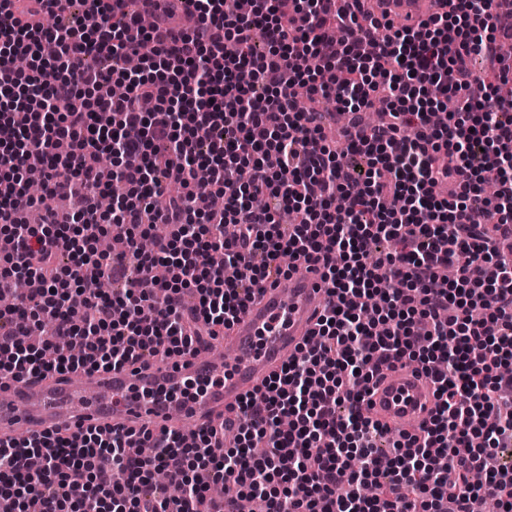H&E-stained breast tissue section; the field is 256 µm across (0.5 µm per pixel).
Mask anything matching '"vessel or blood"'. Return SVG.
Returning a JSON list of instances; mask_svg holds the SVG:
<instances>
[{
	"mask_svg": "<svg viewBox=\"0 0 512 512\" xmlns=\"http://www.w3.org/2000/svg\"><path fill=\"white\" fill-rule=\"evenodd\" d=\"M374 14L409 21L441 10L440 0H365ZM330 297L321 268L299 266L287 286L264 284L226 332L224 354L203 350L165 361L145 358L117 370L63 378H0V437L75 432L106 426L119 432L169 427L185 439L233 420L241 400L261 387L299 344L318 329ZM435 398L429 380L397 362L370 383L365 405L397 434L418 435L429 423Z\"/></svg>",
	"mask_w": 512,
	"mask_h": 512,
	"instance_id": "obj_1",
	"label": "vessel or blood"
}]
</instances>
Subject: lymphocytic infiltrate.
<instances>
[{
  "instance_id": "obj_1",
  "label": "lymphocytic infiltrate",
  "mask_w": 512,
  "mask_h": 512,
  "mask_svg": "<svg viewBox=\"0 0 512 512\" xmlns=\"http://www.w3.org/2000/svg\"><path fill=\"white\" fill-rule=\"evenodd\" d=\"M75 3L79 21L58 24ZM499 22L490 0H455L400 26L337 11L336 0H0V294L20 277L38 284L0 315V370L20 381L184 353L198 331L230 328L255 288L287 276L286 256L323 257L331 297L316 347L300 345L243 400L233 446L214 431L188 443L163 430L145 434L153 452L133 460L130 433L0 440L15 512H200L229 477L253 512H475L488 496L512 512V469L494 463L512 439V378L496 372L512 360V257L495 245L512 232V98L487 94L471 67L497 61L499 84H512ZM87 45L99 64L83 57ZM18 54L28 70L12 68ZM130 56L138 71L125 68ZM116 82L124 95H112ZM325 98L354 124L375 100L386 109L332 142L314 107ZM447 100L454 111L432 125ZM35 156L47 194L73 200L37 225L23 218ZM202 172L223 209L196 192ZM489 179L493 203L472 204ZM116 185L126 249L82 257L51 227L96 243L100 199ZM256 195L303 222L277 223L252 208ZM158 223L169 234L140 253L136 234ZM380 240L393 247L383 257L367 247ZM111 279L123 293L101 292ZM33 334L83 353L46 361L19 341ZM406 356L432 378L437 403L383 469L385 429L365 417L363 394L381 365ZM158 470L178 497L153 480ZM369 484L376 495L363 494Z\"/></svg>"
}]
</instances>
